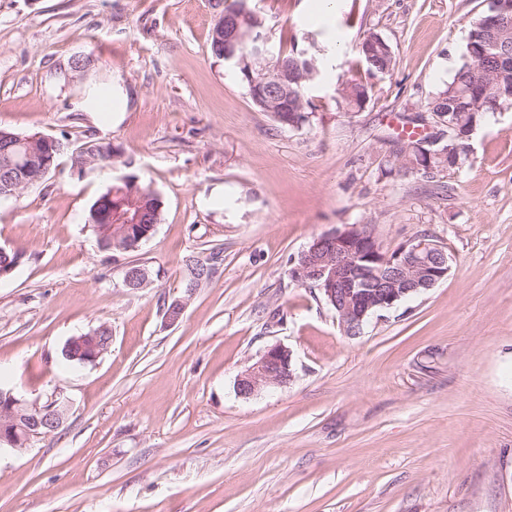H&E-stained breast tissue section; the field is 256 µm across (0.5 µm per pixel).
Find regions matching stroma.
Listing matches in <instances>:
<instances>
[{
  "label": "stroma",
  "mask_w": 512,
  "mask_h": 512,
  "mask_svg": "<svg viewBox=\"0 0 512 512\" xmlns=\"http://www.w3.org/2000/svg\"><path fill=\"white\" fill-rule=\"evenodd\" d=\"M320 3L249 0L272 40L325 62L305 92L313 121L289 129L212 55L211 0H0V129L118 152L82 172L62 155L0 199V247L21 255L0 279V388L69 405L55 434L0 448V512H512V109L476 128L459 171L381 174L486 4ZM370 33L392 47L389 73L356 61ZM353 76L370 89L358 111L338 93ZM115 79L118 119L77 110ZM128 175L161 220L137 249L107 251L89 211ZM342 224L373 225L388 250L431 236L447 279L346 335L288 275ZM190 255L217 266L192 291ZM132 264L144 287L125 285ZM102 325L110 350L68 364V340ZM275 344L292 379L239 397Z\"/></svg>",
  "instance_id": "1"
}]
</instances>
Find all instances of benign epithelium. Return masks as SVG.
Instances as JSON below:
<instances>
[{
  "mask_svg": "<svg viewBox=\"0 0 512 512\" xmlns=\"http://www.w3.org/2000/svg\"><path fill=\"white\" fill-rule=\"evenodd\" d=\"M250 13L242 6L235 13L218 19L213 28L217 45L224 46V57L237 56L246 42L242 31ZM482 24L492 33L512 32V0H489ZM252 80L254 96L272 112H279L288 99V64L280 60L258 71ZM486 82L462 97L463 111L455 114L456 122L443 132L434 129L431 137L399 139L394 154L412 161L413 171H431L433 153L427 146L441 141L455 131L467 140L475 126H464L470 111L491 104ZM0 154L5 158L0 168V198L16 195L21 188L42 180L58 167L61 154L57 139L36 134L22 137L0 132ZM99 218L104 224L119 228L126 236L132 226L142 222L144 196L138 180L123 177L108 198L98 202ZM448 254L445 247L428 235H420L397 248H382L370 224H343L315 238L291 263L288 275L298 285L318 289L336 311L343 331L358 335L364 324L379 312L407 297L435 287L448 277ZM293 376L292 355L281 345L268 347L258 360L237 379L236 392L249 398L270 386H281ZM55 414L44 417L40 405L28 403L8 391L0 390V444L23 449L33 440L47 437L57 429L68 413V404L50 399Z\"/></svg>",
  "mask_w": 512,
  "mask_h": 512,
  "instance_id": "benign-epithelium-1",
  "label": "benign epithelium"
}]
</instances>
